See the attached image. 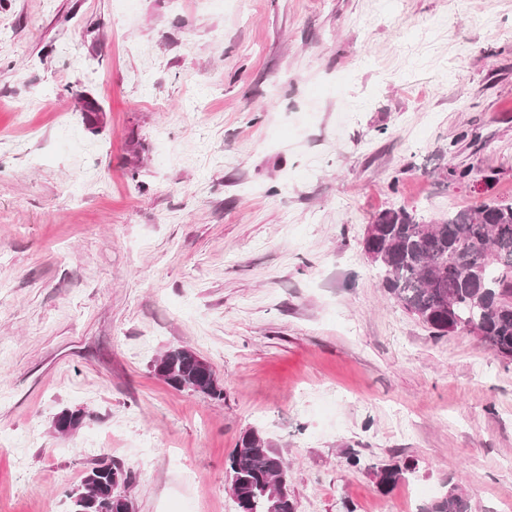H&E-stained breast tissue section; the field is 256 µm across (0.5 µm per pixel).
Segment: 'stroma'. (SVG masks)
I'll list each match as a JSON object with an SVG mask.
<instances>
[{"label": "stroma", "instance_id": "stroma-1", "mask_svg": "<svg viewBox=\"0 0 512 512\" xmlns=\"http://www.w3.org/2000/svg\"><path fill=\"white\" fill-rule=\"evenodd\" d=\"M492 199L512 0H0V512H68L110 459L134 512H237L249 428L296 512H419L453 485L505 512L512 365L432 338L361 250L383 210ZM172 346L223 399L154 375ZM64 407L90 414L68 436ZM394 460L415 471L385 493Z\"/></svg>", "mask_w": 512, "mask_h": 512}]
</instances>
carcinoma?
Masks as SVG:
<instances>
[{
    "label": "carcinoma",
    "instance_id": "1",
    "mask_svg": "<svg viewBox=\"0 0 512 512\" xmlns=\"http://www.w3.org/2000/svg\"><path fill=\"white\" fill-rule=\"evenodd\" d=\"M100 111L95 100L85 102V123L92 134L98 132ZM372 227L374 234L362 240V247L382 253L374 267L394 302L435 338L478 328V339L512 363V201L450 208L434 222L406 209H389L374 217ZM153 372L176 391L224 398V385L211 380L214 371L189 347L167 349L154 361ZM88 417L81 409L62 408L52 427L70 435ZM410 470L411 465L397 462L382 467L379 488L392 491ZM226 471L237 512H295L292 496L272 497L273 484L288 479V472L283 457L259 430L241 432ZM115 474L126 484L133 480L132 471L116 461L89 470L67 495L69 512H120ZM420 512H470V505L452 486Z\"/></svg>",
    "mask_w": 512,
    "mask_h": 512
}]
</instances>
